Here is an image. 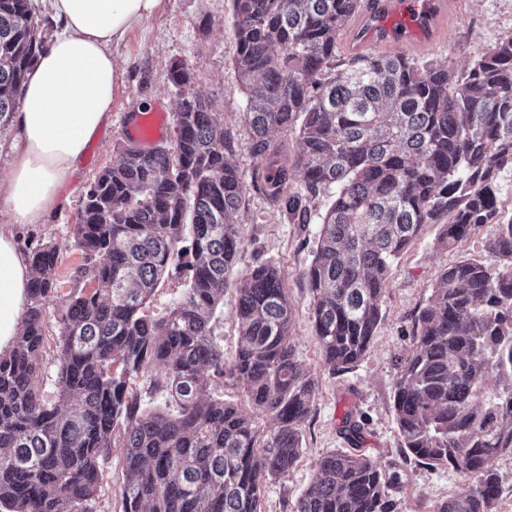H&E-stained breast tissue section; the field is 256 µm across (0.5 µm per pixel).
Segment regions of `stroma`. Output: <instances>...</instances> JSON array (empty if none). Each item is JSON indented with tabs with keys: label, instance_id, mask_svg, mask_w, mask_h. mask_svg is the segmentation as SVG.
Returning <instances> with one entry per match:
<instances>
[{
	"label": "stroma",
	"instance_id": "obj_1",
	"mask_svg": "<svg viewBox=\"0 0 512 512\" xmlns=\"http://www.w3.org/2000/svg\"><path fill=\"white\" fill-rule=\"evenodd\" d=\"M459 7L444 40L415 52L418 60H431L459 70L501 37L512 33V0H458ZM236 41L230 0H162L159 9L143 20L119 45L112 57L122 74L112 100V120L88 144L61 193L66 202L43 224L18 227L25 243L61 244L56 276L60 290L69 287L68 276L80 256L65 243L76 223L83 199L98 174L118 159L127 112L142 104L163 106L176 114L179 90L169 78L173 62H183L192 77L191 88L211 101L226 126L237 133L235 160L246 182L237 222L244 245L236 266L245 274L268 261L284 272L283 285L293 306L291 342L301 364L318 381L316 404L301 433L302 456L285 476L270 479L262 492L265 512H293L311 483L316 461L329 452L360 448L388 470L398 472L396 493L402 512H433L464 487V479L448 468L427 470L405 456L402 438L392 413V397L401 362L413 348L412 322L429 304L442 268L460 257L494 263L486 248L495 227L487 224L459 247L438 242L440 229L427 225L394 263L383 304L384 319L364 358L351 370L332 373L321 362L310 319L312 295L302 272L312 259L318 222L291 224L264 196L266 171L250 153V136L242 123L245 97L235 79ZM364 417L360 439L343 430L347 411Z\"/></svg>",
	"mask_w": 512,
	"mask_h": 512
}]
</instances>
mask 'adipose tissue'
<instances>
[{
	"label": "adipose tissue",
	"mask_w": 512,
	"mask_h": 512,
	"mask_svg": "<svg viewBox=\"0 0 512 512\" xmlns=\"http://www.w3.org/2000/svg\"><path fill=\"white\" fill-rule=\"evenodd\" d=\"M160 0H49L56 31L45 43L12 124L20 147L0 198L20 224H41L87 145L112 116L119 73L112 48ZM33 271L13 229L0 227V354L20 334Z\"/></svg>",
	"instance_id": "ef3b65f1"
}]
</instances>
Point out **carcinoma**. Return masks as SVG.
Segmentation results:
<instances>
[{
  "label": "carcinoma",
  "mask_w": 512,
  "mask_h": 512,
  "mask_svg": "<svg viewBox=\"0 0 512 512\" xmlns=\"http://www.w3.org/2000/svg\"><path fill=\"white\" fill-rule=\"evenodd\" d=\"M235 77L247 93L254 156L276 173L264 194L292 224L331 191L304 271L322 361L333 373L364 357L383 320L394 262L429 224L455 247L496 225L494 266L462 257L442 268L414 319L393 412L422 466L475 483L437 512H496L497 462L512 454V214L499 176L512 171V34L456 73L404 55L339 54L358 0H232ZM43 31L30 0H0V129L21 101ZM181 89L174 147L119 145L83 200L70 247L80 262L59 294L61 246L28 248L35 276L23 333L0 355V512H91L112 449L123 459L119 512H262L261 489L299 460L317 381L295 355L280 266L235 276L245 192L234 134L210 101ZM296 135L289 159L270 133ZM299 171L304 191L290 171ZM183 297L162 317L148 301L170 269ZM95 281L96 287H87ZM234 289L238 345L212 319ZM62 298L55 402L39 389L45 308ZM160 365L164 377L149 375ZM229 377L252 414L214 391ZM172 410L146 408L136 380ZM393 477L363 453H329L295 512H400Z\"/></svg>",
  "instance_id": "obj_1"
}]
</instances>
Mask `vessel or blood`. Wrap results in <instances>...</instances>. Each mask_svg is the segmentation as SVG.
<instances>
[{
    "label": "vessel or blood",
    "instance_id": "1",
    "mask_svg": "<svg viewBox=\"0 0 512 512\" xmlns=\"http://www.w3.org/2000/svg\"><path fill=\"white\" fill-rule=\"evenodd\" d=\"M458 7L456 0H362L343 40L349 54L391 47L405 54L429 47L443 37ZM168 129L167 115L156 108L126 117L123 134L130 142L151 149Z\"/></svg>",
    "mask_w": 512,
    "mask_h": 512
}]
</instances>
